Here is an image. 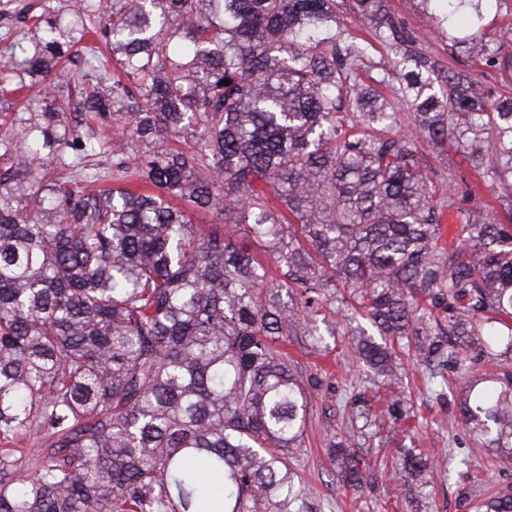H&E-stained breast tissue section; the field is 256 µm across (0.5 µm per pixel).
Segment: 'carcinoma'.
Here are the masks:
<instances>
[{"instance_id": "carcinoma-1", "label": "carcinoma", "mask_w": 512, "mask_h": 512, "mask_svg": "<svg viewBox=\"0 0 512 512\" xmlns=\"http://www.w3.org/2000/svg\"><path fill=\"white\" fill-rule=\"evenodd\" d=\"M439 1L452 46L511 83L512 30L488 31L484 0L422 3ZM355 13L374 42L350 40L336 0H112L99 35L138 84L101 91L90 60L81 103L103 122L126 104L112 140L72 131L81 169L48 181L40 161L69 146L62 111L17 133L0 175V512H303L288 460L311 395L281 344L319 335L336 303L364 319L358 350L384 388L400 365L392 339L416 340L439 396L444 370L489 364L461 412L512 461V226L453 172L437 183L416 146L452 144L509 197L512 98L490 103L455 73L436 90L384 0ZM36 24L40 48L5 46L1 72L48 76L72 46L73 32ZM377 43L392 56L373 82L414 110L395 136L370 133L397 116L348 63ZM106 153L112 186L96 190L105 175L84 160ZM134 160L140 190L124 186ZM172 198L240 220L202 229ZM447 210L461 219L449 243ZM255 246L277 259L276 282ZM351 387L352 422L371 389ZM330 455L342 485L370 479L348 440ZM405 463L428 465L418 448ZM476 510L512 512V490Z\"/></svg>"}]
</instances>
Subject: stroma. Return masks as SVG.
<instances>
[{
	"mask_svg": "<svg viewBox=\"0 0 512 512\" xmlns=\"http://www.w3.org/2000/svg\"><path fill=\"white\" fill-rule=\"evenodd\" d=\"M14 7L70 28L80 21L78 0H14ZM387 15L394 27L415 39L414 50L427 60L429 69L440 75L459 73L471 76L478 84L498 87L501 96H512V86L503 85L497 69L476 66L466 53L450 48L436 20L424 13L419 0H385ZM84 68L80 56L64 63L60 76L30 77L25 98L5 104L16 121L35 116L47 107L74 102V85ZM420 151L435 180L456 171L465 185L473 187L478 205L486 207L499 222L512 224V200L497 197L489 177L479 176L465 156L450 145L421 144ZM335 323V335L323 342L308 336L289 337L285 349L292 368L304 379L311 393L312 411L302 447L294 449L291 464L298 473L308 504L307 512H475L477 502L496 490L512 488V462L499 459L485 448L462 422L460 403L463 382L456 370H449L450 389L443 397L426 392L414 353H404L403 367L393 387L380 390L368 416L358 419L357 454L367 462L386 461L387 466L371 486L353 490L336 482V467L327 455L330 440L345 432L343 406L350 396L349 384L362 372L356 351L357 339L347 333L335 312H328ZM411 398L417 403L419 421L388 424L382 418L395 399ZM425 449L431 468H438L447 455L468 458L470 467L451 472L445 479H433L425 495L407 493L406 473L395 468L405 449Z\"/></svg>",
	"mask_w": 512,
	"mask_h": 512,
	"instance_id": "obj_1",
	"label": "stroma"
}]
</instances>
